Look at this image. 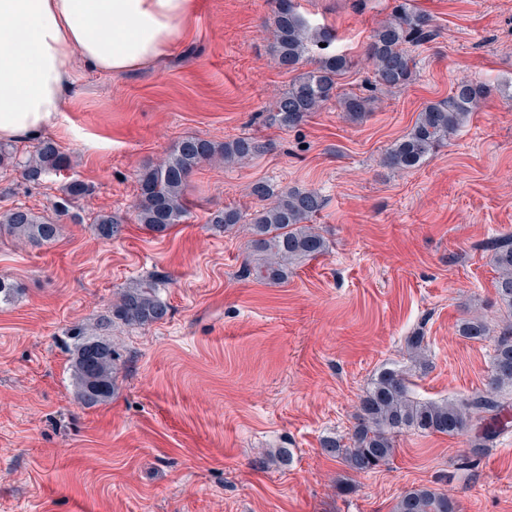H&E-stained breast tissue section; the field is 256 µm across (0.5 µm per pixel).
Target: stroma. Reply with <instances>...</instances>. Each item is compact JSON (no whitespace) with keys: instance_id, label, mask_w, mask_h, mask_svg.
<instances>
[{"instance_id":"obj_1","label":"stroma","mask_w":512,"mask_h":512,"mask_svg":"<svg viewBox=\"0 0 512 512\" xmlns=\"http://www.w3.org/2000/svg\"><path fill=\"white\" fill-rule=\"evenodd\" d=\"M412 2L433 35L412 50L409 84L374 89L358 120L334 101L296 127L274 122L270 104L293 76L274 60L271 0H197L188 37L166 57L112 76L76 65L65 110L44 132L68 170L30 184L0 169V214L22 205L49 216L67 181L91 188L81 222L61 217L53 243L0 232V278L18 290L0 303V512H393L415 487L447 494L457 512H512V427L475 458L470 434L409 432L366 474L320 446L352 434L383 366L409 374L419 401L484 389L495 341H470L458 326L508 315L481 244L512 233V0ZM296 3L352 62L340 92L362 93L370 36L395 0ZM460 80L487 90L467 124L419 167L385 166L422 108ZM188 136H250L268 149L244 164H201L189 219L151 233L132 209L138 174ZM260 181L325 199L314 222L328 253L281 283L257 276L243 227L208 222L227 205L259 210ZM101 210L123 217L121 238L95 235ZM150 278L167 320L113 326L118 389L82 406L67 328L94 325L122 288ZM412 336L423 339L417 357Z\"/></svg>"}]
</instances>
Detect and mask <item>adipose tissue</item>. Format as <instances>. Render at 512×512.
Wrapping results in <instances>:
<instances>
[{"label": "adipose tissue", "mask_w": 512, "mask_h": 512, "mask_svg": "<svg viewBox=\"0 0 512 512\" xmlns=\"http://www.w3.org/2000/svg\"><path fill=\"white\" fill-rule=\"evenodd\" d=\"M194 11L195 0H0V141L54 124L76 63L143 66L184 38Z\"/></svg>", "instance_id": "obj_1"}]
</instances>
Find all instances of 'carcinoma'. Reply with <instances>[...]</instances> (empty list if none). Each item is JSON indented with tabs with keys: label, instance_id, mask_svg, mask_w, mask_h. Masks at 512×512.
Here are the masks:
<instances>
[{
	"label": "carcinoma",
	"instance_id": "cac0c4a2",
	"mask_svg": "<svg viewBox=\"0 0 512 512\" xmlns=\"http://www.w3.org/2000/svg\"><path fill=\"white\" fill-rule=\"evenodd\" d=\"M276 33L274 59L278 66L296 73L288 90L272 102L274 120L282 127H293L327 103L336 100L345 112L359 118L366 112L368 98L358 94H338L337 80L351 66L344 55L320 56L309 68V53L321 43L331 45L333 33L322 28L313 31L297 10L294 0H272ZM431 36L430 19L410 4L396 0L389 18L371 35L368 58L373 66V83L384 88H401L412 78L415 61L408 50ZM486 96L483 85L459 81L451 96L427 104L411 131L385 153L383 161L396 169L418 167L464 126ZM260 152L253 138L240 136L224 143L187 136L174 152L139 173L133 204L136 223L162 235L183 223L190 215L186 197L187 181L202 163L244 164ZM0 166L20 169L22 178L38 184L46 176L68 167L66 156L51 139L40 142L26 159L0 143ZM89 192L88 184L73 180L66 184L64 196L55 204L61 214ZM252 194L268 205L246 219L237 208L226 206L211 213L209 223L229 231L248 224L250 248L261 257L258 276L278 282L288 278L291 266L317 258L329 250L328 240L311 224L324 208L325 200L315 190L289 188L278 191L265 181L252 187ZM124 219L110 211H100L92 224L96 235L114 240L122 233ZM0 230L30 244L51 243L59 236V225L26 207H15L0 215ZM496 271L495 293L512 312V235L504 234L485 244ZM160 283L151 279L122 289L109 314L95 326L78 325L69 329L74 341L71 362L77 400L86 407L104 404L118 389L119 354L108 331L117 323L150 326L168 315L169 305L160 296ZM461 336L472 341L495 340L491 373L486 388L458 399L441 403L418 402L409 396V380L394 367L381 369L371 387L360 398L357 424L345 444L337 438L321 441L325 454L340 460L352 473H368L387 464L393 456L396 438L407 431L427 435L456 436L475 432L472 453L482 454L490 442L507 428L503 412L512 409V319L494 330L480 316H471L459 325ZM394 512H456L447 495L428 488L411 489L397 499Z\"/></svg>",
	"mask_w": 512,
	"mask_h": 512
}]
</instances>
